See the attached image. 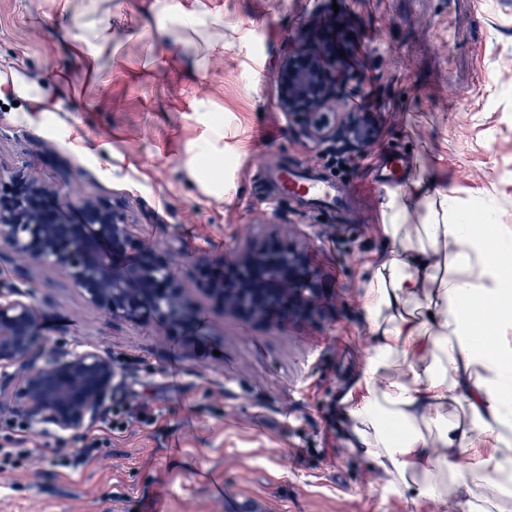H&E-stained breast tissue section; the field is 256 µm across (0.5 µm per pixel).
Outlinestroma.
<instances>
[{"label": "stroma", "mask_w": 512, "mask_h": 512, "mask_svg": "<svg viewBox=\"0 0 512 512\" xmlns=\"http://www.w3.org/2000/svg\"><path fill=\"white\" fill-rule=\"evenodd\" d=\"M143 0H99L111 15L102 76L71 37L82 0L57 20L46 0H0V67L37 81L53 104L27 112L0 95V171L35 175L69 207L119 201L147 247L173 258L201 309V332L112 320L62 272L0 249V278L36 290L45 346L111 356L124 382L108 417L81 434L16 432L0 414V512H418L410 496L347 446L341 399L374 340L360 285L391 248L381 229L386 158L437 176L463 206L512 225V0H211L224 10V52L202 35L160 40ZM353 67L372 105L360 153L315 149L277 105L286 47ZM224 127V198L189 171L208 164ZM303 165L349 186L350 205L319 213L275 198L268 169ZM303 246L322 279L312 315L259 325L224 312L199 285L200 255L235 261L270 233ZM76 468L57 466L87 439Z\"/></svg>", "instance_id": "35a3bbf8"}]
</instances>
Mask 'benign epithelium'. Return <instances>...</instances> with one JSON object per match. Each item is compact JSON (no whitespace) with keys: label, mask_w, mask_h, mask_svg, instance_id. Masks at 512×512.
<instances>
[{"label":"benign epithelium","mask_w":512,"mask_h":512,"mask_svg":"<svg viewBox=\"0 0 512 512\" xmlns=\"http://www.w3.org/2000/svg\"><path fill=\"white\" fill-rule=\"evenodd\" d=\"M279 68L277 103L300 140L353 151L372 140L364 113L325 111L363 92L342 61L297 48L283 54ZM1 247L22 261L64 271L84 300L113 320L197 324V308L173 266L143 247L118 201L87 200L73 218L58 190L35 177L0 173ZM199 264L212 301L255 323L309 316L321 301L319 273L307 251L277 238L246 246L231 266L207 256ZM119 378L112 359L95 349L46 350L33 289L0 281V413L73 436L112 408Z\"/></svg>","instance_id":"obj_1"}]
</instances>
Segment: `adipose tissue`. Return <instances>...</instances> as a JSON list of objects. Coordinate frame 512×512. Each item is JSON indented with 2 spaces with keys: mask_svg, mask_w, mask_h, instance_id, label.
I'll return each mask as SVG.
<instances>
[{
  "mask_svg": "<svg viewBox=\"0 0 512 512\" xmlns=\"http://www.w3.org/2000/svg\"><path fill=\"white\" fill-rule=\"evenodd\" d=\"M143 12L206 29L204 51L224 48L208 0H146ZM413 211L423 222L408 223ZM382 230L391 249L362 284L375 344L341 400L349 446L416 506L512 512V225L419 174L389 192Z\"/></svg>",
  "mask_w": 512,
  "mask_h": 512,
  "instance_id": "ef3b65f1",
  "label": "adipose tissue"
}]
</instances>
